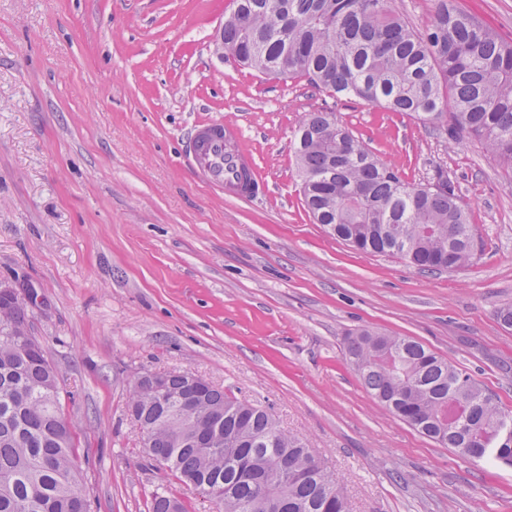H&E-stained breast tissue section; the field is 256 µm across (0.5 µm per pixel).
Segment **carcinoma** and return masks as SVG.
<instances>
[{
  "mask_svg": "<svg viewBox=\"0 0 512 512\" xmlns=\"http://www.w3.org/2000/svg\"><path fill=\"white\" fill-rule=\"evenodd\" d=\"M224 49L268 75L301 77L331 96L401 112L455 142L473 140L512 173V41L453 0H437L416 30L396 0H236ZM295 147L314 223L372 253H396L420 270H449L473 254L470 216L454 182L410 184L329 113H308ZM25 309L0 296V512H90L59 405V374L24 332ZM344 354L372 397L419 433L462 457L512 465V417L467 373L408 336L362 331ZM189 382L165 374L163 392L128 400L147 429V456L199 491L214 512H260L266 497L288 512H350L344 489L313 450L265 408L205 383L176 406ZM454 397L471 408L456 427L440 421ZM152 512H187L157 496Z\"/></svg>",
  "mask_w": 512,
  "mask_h": 512,
  "instance_id": "obj_1",
  "label": "carcinoma"
}]
</instances>
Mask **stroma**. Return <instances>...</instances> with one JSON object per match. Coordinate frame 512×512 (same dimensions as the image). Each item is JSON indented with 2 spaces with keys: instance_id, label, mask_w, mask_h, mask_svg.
<instances>
[{
  "instance_id": "obj_1",
  "label": "stroma",
  "mask_w": 512,
  "mask_h": 512,
  "mask_svg": "<svg viewBox=\"0 0 512 512\" xmlns=\"http://www.w3.org/2000/svg\"><path fill=\"white\" fill-rule=\"evenodd\" d=\"M229 0H0V280L59 373L92 512L211 504L146 455L127 410L146 370L269 407L345 486L351 512H512V466L460 458L366 391L343 355L409 336L512 414V173L407 115L221 58ZM329 110L408 182L438 170L471 214L464 266L354 250L305 211L294 142ZM224 121L267 186L235 199L183 145Z\"/></svg>"
}]
</instances>
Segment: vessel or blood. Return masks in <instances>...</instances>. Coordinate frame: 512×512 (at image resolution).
Returning <instances> with one entry per match:
<instances>
[{"mask_svg":"<svg viewBox=\"0 0 512 512\" xmlns=\"http://www.w3.org/2000/svg\"><path fill=\"white\" fill-rule=\"evenodd\" d=\"M243 134L239 128L210 123L196 130L185 147L184 157L192 172L202 181L217 185L234 197H254L262 184L244 185L236 175L250 159L236 149Z\"/></svg>","mask_w":512,"mask_h":512,"instance_id":"vessel-or-blood-1","label":"vessel or blood"}]
</instances>
